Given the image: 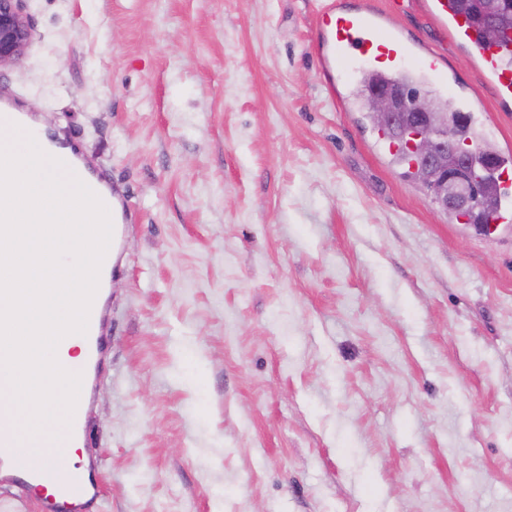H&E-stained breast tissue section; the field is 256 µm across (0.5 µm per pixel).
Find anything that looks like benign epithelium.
Segmentation results:
<instances>
[{
    "label": "benign epithelium",
    "instance_id": "7a95c632",
    "mask_svg": "<svg viewBox=\"0 0 512 512\" xmlns=\"http://www.w3.org/2000/svg\"><path fill=\"white\" fill-rule=\"evenodd\" d=\"M23 0H0V68L17 63L32 38V29L23 11ZM505 0H481L482 18L491 32L506 13ZM375 125L394 129L398 116L410 112L416 119L405 137L417 155L414 178L433 195L441 210L451 218L461 212L480 209L487 219L494 214L493 203L481 196L477 186L479 167L475 157L489 165L497 149L486 140L474 142L459 134L466 114L455 117L434 111L431 102L420 92L375 88L370 95Z\"/></svg>",
    "mask_w": 512,
    "mask_h": 512
}]
</instances>
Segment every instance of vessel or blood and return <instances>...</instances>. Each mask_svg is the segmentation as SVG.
<instances>
[{"instance_id": "1", "label": "vessel or blood", "mask_w": 512, "mask_h": 512, "mask_svg": "<svg viewBox=\"0 0 512 512\" xmlns=\"http://www.w3.org/2000/svg\"><path fill=\"white\" fill-rule=\"evenodd\" d=\"M433 19L447 27L448 34L466 44L474 53L498 96L512 99V43L505 46L485 42L478 28L457 11L450 0H427ZM314 39L328 73L343 76L361 72L382 80L403 78L422 83L439 84L443 78L436 58L425 52L420 40L405 38L384 24L381 12L364 7L349 8L339 0H330L319 15ZM497 188L503 200L498 223L512 211V162L502 161L497 171ZM112 240L101 265V278H108L121 256V245L130 220L126 206L111 209ZM109 305L92 306L85 335L86 352L81 361L72 363L71 371L81 373L82 386L72 419V438L83 441L86 420L93 410L101 366L106 356L104 337L107 333ZM8 454L9 466L17 472L32 470L38 485H48L56 493L69 494L67 512H80L86 497L98 494L95 480H82L78 474L61 476L50 462L31 467L7 426H0V451Z\"/></svg>"}]
</instances>
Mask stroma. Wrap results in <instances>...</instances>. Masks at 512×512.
Returning <instances> with one entry per match:
<instances>
[{"label": "stroma", "instance_id": "1", "mask_svg": "<svg viewBox=\"0 0 512 512\" xmlns=\"http://www.w3.org/2000/svg\"><path fill=\"white\" fill-rule=\"evenodd\" d=\"M326 0H24L0 90L131 213L87 512H512V224L448 219L311 35ZM421 37L512 153V104Z\"/></svg>", "mask_w": 512, "mask_h": 512}]
</instances>
